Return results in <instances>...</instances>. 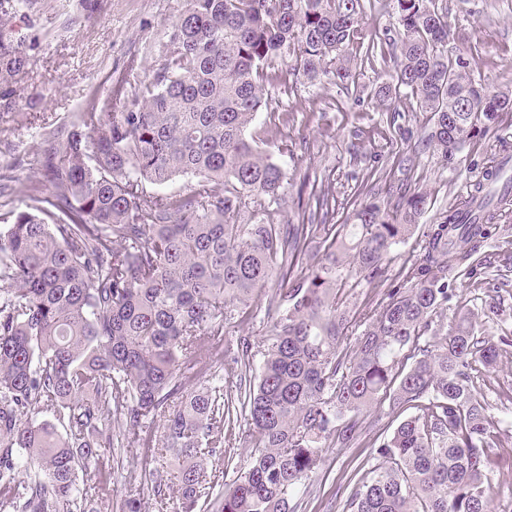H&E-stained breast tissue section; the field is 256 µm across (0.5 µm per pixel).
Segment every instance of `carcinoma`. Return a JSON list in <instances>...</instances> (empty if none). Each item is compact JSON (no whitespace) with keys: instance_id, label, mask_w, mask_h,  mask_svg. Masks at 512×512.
<instances>
[{"instance_id":"carcinoma-1","label":"carcinoma","mask_w":512,"mask_h":512,"mask_svg":"<svg viewBox=\"0 0 512 512\" xmlns=\"http://www.w3.org/2000/svg\"><path fill=\"white\" fill-rule=\"evenodd\" d=\"M0 0V118L39 34L10 25L22 4ZM398 37L362 25L361 0H186L152 75L111 98L92 97L44 135L34 175L0 172V197L27 208L0 213V509L96 512L78 477L112 448L176 461L154 480L175 512H294L293 499L324 448L351 446L379 397L415 414L375 452L347 512H490L487 471L497 426L473 372L494 373L512 336H478L470 317L433 327L448 302V272L508 230L512 182L501 169L429 225L399 284L349 336L361 283L381 281L389 255L412 234L427 194L398 182L387 207L359 200L354 223L334 224L336 199L314 195L321 224L281 219L285 173L246 131L269 89L322 78L357 89L349 51L387 47L394 79L382 99L406 96L427 115L424 147L448 167L512 112V92H487L462 50L448 49L442 0H384ZM185 193H153L179 176ZM305 268L268 311L258 375L239 337L235 386L184 390L203 360L224 354V323L243 317L273 279ZM163 418V436L144 430ZM241 417L249 454L232 483L208 460ZM64 432H59L58 427Z\"/></svg>"}]
</instances>
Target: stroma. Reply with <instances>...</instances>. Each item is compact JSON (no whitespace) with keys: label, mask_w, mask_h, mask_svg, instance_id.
<instances>
[{"label":"stroma","mask_w":512,"mask_h":512,"mask_svg":"<svg viewBox=\"0 0 512 512\" xmlns=\"http://www.w3.org/2000/svg\"><path fill=\"white\" fill-rule=\"evenodd\" d=\"M185 0H107L100 17L86 18L81 0H40L36 19L18 12L12 20L16 31L36 25L41 42L18 84L16 109L0 118V163L14 157L32 158L41 142V131L69 122L83 111L90 94L100 100L110 95V76L124 73L129 60H137L136 78L151 73L172 21ZM449 43L463 48L475 80L488 90L512 89V0H449ZM357 75L355 97L345 96L333 84H303L297 90L282 86L274 95L276 111L288 121L272 147L273 160L291 179L280 202L290 221L298 219L296 187L307 183L334 194L341 207L335 221H353V201L358 191L372 187L380 200L390 198V176L410 170L412 184L426 191L429 203L419 217L418 230L393 249L386 269L389 283L402 276L405 262L415 258L422 233L439 223L449 207L479 179L488 156L499 139L512 142V112L497 131L468 144L457 169H448L437 155L414 152L400 139L396 126L412 129L415 137L428 131L425 113L415 111L410 100L379 101L375 89L391 79L390 63L382 57L356 55L350 61ZM476 273L454 269L448 283L453 297L439 309L435 322L441 332H452L464 312H471L476 330L488 336H512V230L500 233L472 258ZM276 299L275 287L259 293L246 320L224 327V346L235 349L238 337L250 336L261 345L270 322L266 309ZM498 372L477 375L475 382L498 424L500 453L512 455V404L500 402V385H512V350L500 357ZM405 417L382 398L364 415L365 428L354 447L324 450L318 468L306 481L296 502V512H346V501L373 462L376 448ZM110 489L99 502L100 512H118L126 496L142 500V512H157L147 486L150 477L140 461L114 453L110 459Z\"/></svg>","instance_id":"35a3bbf8"}]
</instances>
